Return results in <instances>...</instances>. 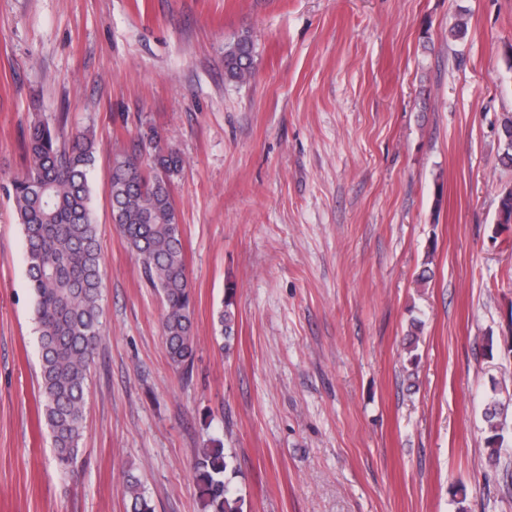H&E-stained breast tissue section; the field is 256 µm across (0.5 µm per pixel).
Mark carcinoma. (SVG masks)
I'll list each match as a JSON object with an SVG mask.
<instances>
[{"label":"carcinoma","mask_w":512,"mask_h":512,"mask_svg":"<svg viewBox=\"0 0 512 512\" xmlns=\"http://www.w3.org/2000/svg\"><path fill=\"white\" fill-rule=\"evenodd\" d=\"M253 43L241 35L224 50V75L238 82L252 75ZM500 162L512 167V113L501 119ZM147 158L116 156L106 173L112 221L139 262L147 284L161 297L162 335L169 364L187 378L195 357L194 301L171 177L184 160L174 149L154 147ZM92 130L61 141L38 121L25 144L26 170L12 184L18 224L25 242L28 285L40 357V398L60 472L74 471L84 433L89 368L101 339L104 262L99 225L91 207V173L96 161ZM224 347L235 340L236 315L217 312ZM512 398L491 396L484 405L489 461L500 463ZM224 448H201L194 461L203 512H243L244 501L226 478ZM126 512H155L141 479L126 473Z\"/></svg>","instance_id":"cac0c4a2"}]
</instances>
